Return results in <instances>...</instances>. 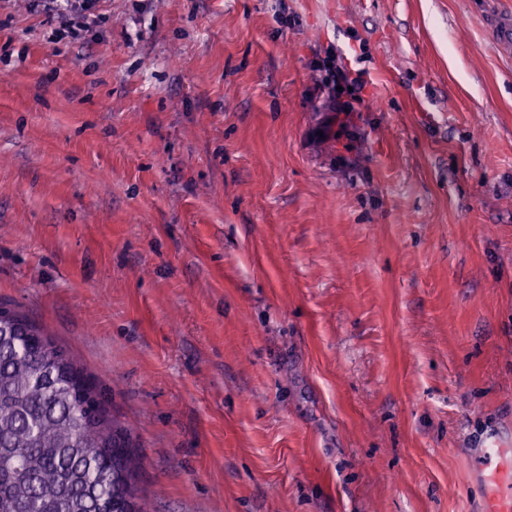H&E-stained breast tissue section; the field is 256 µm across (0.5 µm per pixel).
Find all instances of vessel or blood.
Masks as SVG:
<instances>
[{
  "label": "vessel or blood",
  "mask_w": 512,
  "mask_h": 512,
  "mask_svg": "<svg viewBox=\"0 0 512 512\" xmlns=\"http://www.w3.org/2000/svg\"><path fill=\"white\" fill-rule=\"evenodd\" d=\"M488 30L503 50L512 49V16L490 15ZM473 474L481 492V512H512V450L481 449Z\"/></svg>",
  "instance_id": "b4317fda"
}]
</instances>
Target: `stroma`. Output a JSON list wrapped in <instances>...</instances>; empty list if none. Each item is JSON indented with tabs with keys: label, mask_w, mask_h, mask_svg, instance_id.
I'll return each instance as SVG.
<instances>
[{
	"label": "stroma",
	"mask_w": 512,
	"mask_h": 512,
	"mask_svg": "<svg viewBox=\"0 0 512 512\" xmlns=\"http://www.w3.org/2000/svg\"><path fill=\"white\" fill-rule=\"evenodd\" d=\"M512 0H0V302L154 512H473L512 448ZM329 54L361 103L322 136ZM52 3V8L50 11L52 12V17L55 15L60 17L61 19L67 18L69 16H73L74 18H69V20H65L63 25L67 29H74V26H81L80 24H86V21L93 15L92 9L95 4L94 0H49ZM81 19V23H75L73 20ZM488 30L492 40L506 52L512 49V17L507 14H491Z\"/></svg>",
	"instance_id": "stroma-1"
}]
</instances>
